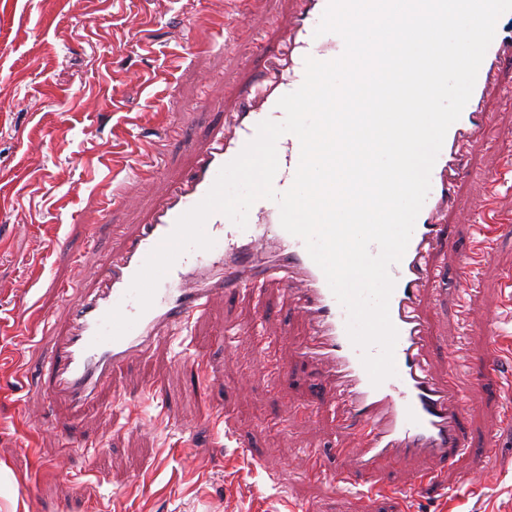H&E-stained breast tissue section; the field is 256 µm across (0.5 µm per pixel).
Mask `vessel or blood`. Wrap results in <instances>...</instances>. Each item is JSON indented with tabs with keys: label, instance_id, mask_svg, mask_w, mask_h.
I'll use <instances>...</instances> for the list:
<instances>
[{
	"label": "vessel or blood",
	"instance_id": "1",
	"mask_svg": "<svg viewBox=\"0 0 512 512\" xmlns=\"http://www.w3.org/2000/svg\"><path fill=\"white\" fill-rule=\"evenodd\" d=\"M298 20L284 32L283 48L270 58L268 74L242 94L217 128L194 168L171 185L150 223L130 235L123 251L96 270L97 288L69 294L65 313L69 330L50 364L54 392L73 410L92 402L109 381L115 367L149 352L155 343L170 337L205 310L221 294L247 287L268 274L275 263L279 285L307 316L309 332L299 347L301 355L316 363V373L332 398L343 408L335 452L354 458L361 470L384 462L412 468L413 477L395 493L399 512H413V502L437 496L447 483H429L423 466L432 461L454 463L463 446L462 422L466 404L460 393L445 389L436 375L428 346L427 315L423 304H434L437 289H424L429 258L440 253L452 257L459 279L455 313L458 335H466L475 322L472 292L481 284V270L496 242L512 233V216L481 206L472 219L471 235L458 246L444 217L457 204L456 187L467 177V157L472 143L495 126V113L486 102L496 95L504 61L512 59V11L496 24L493 41L479 68L473 93L458 121L448 130L431 172V189L422 206L402 260L391 266L395 287L390 298V317L399 332L394 358L397 374L373 386L360 349L351 343L348 314L333 295L320 267L311 259L302 239L280 224L278 205L257 200L246 227H238L225 215L213 213L205 231L214 241L208 250L185 251L162 278L149 310H140L128 289L149 253L173 230L180 215L197 205L211 188L219 169L233 160L253 140L260 122L284 118L279 98L296 91L305 77V60L329 61L344 51L334 33L316 35L328 0H294ZM225 45L233 47L238 18L246 12V0H223ZM172 116L160 135L136 163V178L148 182L159 174V155L179 130L184 107L171 98ZM301 147L292 134L277 141L279 168L273 186L286 191L293 183ZM512 165L483 172L481 182L488 198H496ZM497 318H489V370L495 379L504 417L512 416V369L500 353Z\"/></svg>",
	"mask_w": 512,
	"mask_h": 512
}]
</instances>
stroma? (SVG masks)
<instances>
[{"mask_svg": "<svg viewBox=\"0 0 512 512\" xmlns=\"http://www.w3.org/2000/svg\"><path fill=\"white\" fill-rule=\"evenodd\" d=\"M211 11L210 0H16L0 19V37L13 47L0 62V178L32 186L0 212V512H360L354 497L306 471L307 448L319 449L327 473L342 467L331 452L340 411L298 355L307 322L276 282L215 299L175 340L116 369L83 412L49 391L53 345L67 331L62 287L93 288L99 263L161 201V184L129 180L126 165L166 122L168 92L190 106L164 157V177L174 181L293 20L292 0H252L241 42L267 17L279 24L246 59L225 52L201 24ZM181 43L188 58L170 68ZM496 120L500 137L475 144L474 170L512 155V112ZM111 182L124 183L126 202L110 209L102 187ZM102 209L107 217L95 222ZM508 268L512 236L499 241L483 275L481 318L497 309ZM457 287L448 273L429 320L437 363L455 341ZM253 322L258 338L228 341V328ZM462 347L455 383L470 410L448 471L446 512H512V424L487 374L483 325ZM267 355L286 365L282 377H267ZM470 373L482 385L471 386ZM315 402L321 417L313 422L303 411ZM215 409L226 424L211 425ZM273 418L286 432L266 430ZM479 456L495 469L483 483L471 470Z\"/></svg>", "mask_w": 512, "mask_h": 512, "instance_id": "stroma-1", "label": "stroma"}]
</instances>
